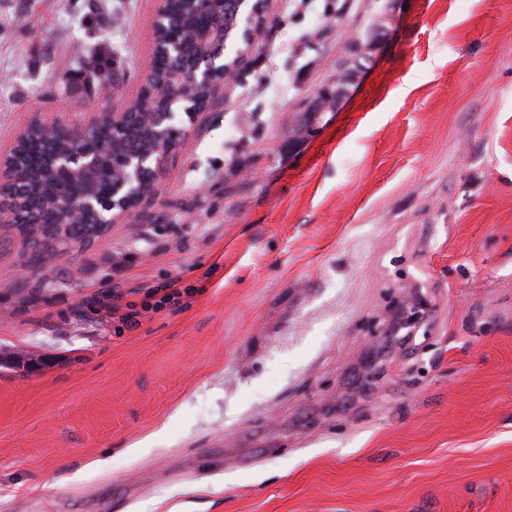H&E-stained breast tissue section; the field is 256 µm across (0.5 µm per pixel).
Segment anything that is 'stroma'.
<instances>
[{
	"label": "stroma",
	"instance_id": "obj_1",
	"mask_svg": "<svg viewBox=\"0 0 512 512\" xmlns=\"http://www.w3.org/2000/svg\"><path fill=\"white\" fill-rule=\"evenodd\" d=\"M96 4L0 0L1 151L135 99L157 2ZM0 512H512V0H268L137 220L1 243Z\"/></svg>",
	"mask_w": 512,
	"mask_h": 512
}]
</instances>
